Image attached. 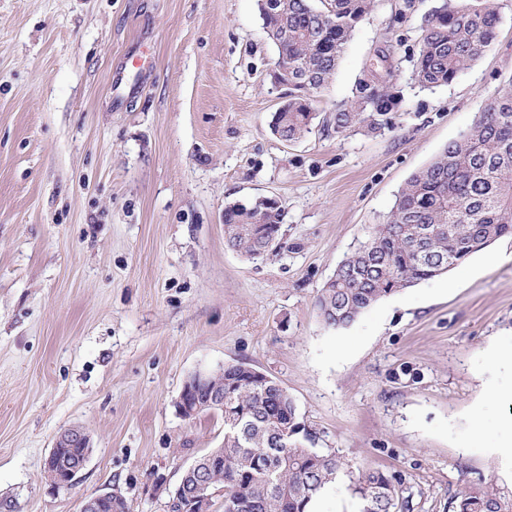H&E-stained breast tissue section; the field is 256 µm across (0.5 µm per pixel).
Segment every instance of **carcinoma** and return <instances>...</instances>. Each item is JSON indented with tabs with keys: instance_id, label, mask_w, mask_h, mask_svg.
I'll return each instance as SVG.
<instances>
[{
	"instance_id": "obj_1",
	"label": "carcinoma",
	"mask_w": 512,
	"mask_h": 512,
	"mask_svg": "<svg viewBox=\"0 0 512 512\" xmlns=\"http://www.w3.org/2000/svg\"><path fill=\"white\" fill-rule=\"evenodd\" d=\"M262 13L272 34L274 64L288 67V95L296 103L274 113L272 129L297 141L310 133L317 113L310 97L291 83L310 79L325 89L345 44L376 0H275ZM501 13L497 0H439L425 15L410 56V80L434 91L455 81L490 49ZM392 39L336 106L328 127L339 136L395 128L403 89ZM281 210L264 201L224 207L225 244L262 258L280 231ZM512 236V77L482 100L477 119L398 191L381 224L337 265L320 289L318 316L343 328L386 296L448 273L496 239ZM224 383V446L198 479L224 488V512H310L321 492L341 476L349 480L359 512H413V494L380 471L354 472L320 433L306 426L288 392L264 373L231 365L213 374ZM452 512H512V494L493 480L454 496Z\"/></svg>"
}]
</instances>
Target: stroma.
I'll list each match as a JSON object with an SVG mask.
<instances>
[{
	"instance_id": "stroma-1",
	"label": "stroma",
	"mask_w": 512,
	"mask_h": 512,
	"mask_svg": "<svg viewBox=\"0 0 512 512\" xmlns=\"http://www.w3.org/2000/svg\"><path fill=\"white\" fill-rule=\"evenodd\" d=\"M377 0L296 142L270 122L281 101L257 0H0V501L80 512L123 496L166 512L224 419L181 418L184 381L241 363L275 378L306 424L353 468L393 473L414 512H450L467 484L512 490L498 447L512 386L487 355L512 346V237L447 275L383 298L341 329L315 300L382 223L410 175L473 123L512 77V0L492 48L452 84L405 88L395 130L339 136L347 100L388 30L402 77L432 0L402 23ZM281 205V249L224 244V208ZM93 443L74 486L44 460L62 430Z\"/></svg>"
}]
</instances>
